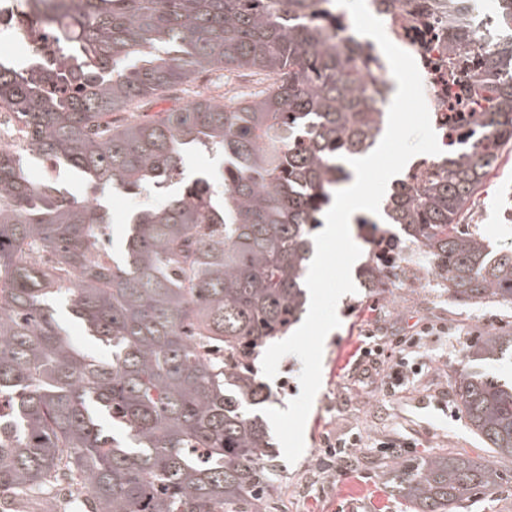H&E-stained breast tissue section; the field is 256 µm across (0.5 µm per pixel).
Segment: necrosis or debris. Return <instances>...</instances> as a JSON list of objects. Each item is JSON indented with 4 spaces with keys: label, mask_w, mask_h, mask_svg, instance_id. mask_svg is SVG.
<instances>
[{
    "label": "necrosis or debris",
    "mask_w": 512,
    "mask_h": 512,
    "mask_svg": "<svg viewBox=\"0 0 512 512\" xmlns=\"http://www.w3.org/2000/svg\"><path fill=\"white\" fill-rule=\"evenodd\" d=\"M33 7V0H0V42L34 54L43 52L51 44V35H36L18 23L19 18L30 13ZM316 19L342 45L359 43L355 61L363 68V86L366 90L375 92L393 87L394 81L384 57L374 51L373 40L361 37L355 31L350 16L326 0ZM470 22L475 35L457 53L460 76L452 82L448 79L451 34L440 23L437 0H396L394 9L383 20L388 38L408 52L418 66L432 124L453 152L460 154L470 152L474 142L486 143L493 139L489 133L471 138L470 133L475 125L469 113L461 107L470 75L483 73L486 56L497 46L490 29L493 22L491 15L474 12L470 15Z\"/></svg>",
    "instance_id": "1"
}]
</instances>
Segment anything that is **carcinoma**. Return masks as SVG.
<instances>
[{"mask_svg": "<svg viewBox=\"0 0 512 512\" xmlns=\"http://www.w3.org/2000/svg\"><path fill=\"white\" fill-rule=\"evenodd\" d=\"M323 0H70L35 5L59 60L0 63V103L22 124L26 155L0 150V493L70 481L91 512H266L274 465L265 401L251 362L300 318L319 215L351 178L345 159L372 148L386 113L363 73L314 21ZM465 36L470 0H440ZM253 70L248 99H201L165 116L115 124L192 74ZM468 89L474 123L497 138L441 159L439 173L395 183L385 212L460 302L512 305V251L490 256L460 217L512 141V32ZM224 158V200L211 178L132 212L124 249L103 246L107 213L51 181L49 158L88 183L160 189L190 151ZM337 178L331 179V173ZM385 265L367 261L377 288ZM69 306L96 357L67 337ZM473 358L512 361V334ZM459 410L494 457L512 458V383L478 371L457 379ZM488 461L432 452L400 467L395 489L414 512H467L491 491Z\"/></svg>", "mask_w": 512, "mask_h": 512, "instance_id": "carcinoma-1", "label": "carcinoma"}]
</instances>
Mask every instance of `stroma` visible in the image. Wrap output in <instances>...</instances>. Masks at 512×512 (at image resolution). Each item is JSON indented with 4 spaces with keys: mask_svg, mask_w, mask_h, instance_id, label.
I'll return each mask as SVG.
<instances>
[{
    "mask_svg": "<svg viewBox=\"0 0 512 512\" xmlns=\"http://www.w3.org/2000/svg\"><path fill=\"white\" fill-rule=\"evenodd\" d=\"M259 74L217 71L200 74L198 81L172 87L164 98L144 103L141 116L184 107L201 97L247 95L262 89ZM220 158L200 147L190 152L182 173L166 191L175 195L197 178L217 174ZM39 177L51 178L79 201L99 200L110 218L105 229L109 252H118L125 240L127 215L133 205H155L152 192L137 194L92 188L72 170L45 160L37 163ZM464 223L496 249H512V142L506 143L494 169L474 195ZM416 271L413 286L386 280L369 292L362 278H355V292L337 304L340 325L327 335L322 356V383L304 428L305 449L295 463L277 456L280 476L271 491L270 512H410L408 503L392 490L395 463L414 466L429 452L448 450L475 460L488 459L485 444L469 429L458 406L455 378L468 367V354L484 336L512 333V305L496 302L461 304L449 298L440 285L426 281ZM443 326L444 334L430 337L414 357L422 369L403 385L388 389L384 382L389 362L365 372L358 361L357 338L364 326L384 336H410L424 324ZM300 360L283 357L275 378L264 379L267 407L286 409L300 393ZM360 434L364 448L346 459L319 461L323 435ZM501 480L495 489L476 495L469 512H512V461L498 462Z\"/></svg>",
    "mask_w": 512,
    "mask_h": 512,
    "instance_id": "stroma-1",
    "label": "stroma"
}]
</instances>
